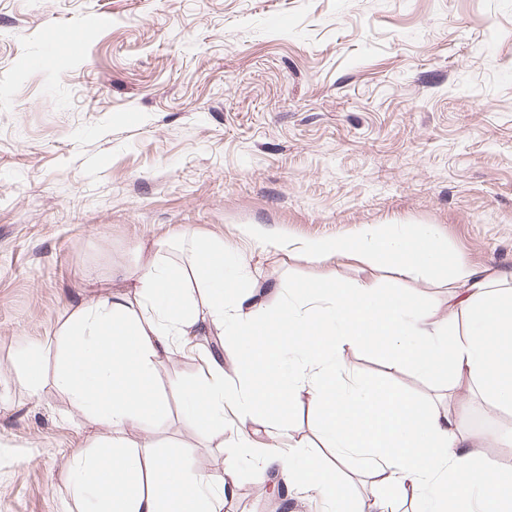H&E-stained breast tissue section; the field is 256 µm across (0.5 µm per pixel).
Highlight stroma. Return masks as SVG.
I'll list each match as a JSON object with an SVG mask.
<instances>
[{
	"mask_svg": "<svg viewBox=\"0 0 512 512\" xmlns=\"http://www.w3.org/2000/svg\"><path fill=\"white\" fill-rule=\"evenodd\" d=\"M391 224L431 225L450 260L512 270V0H0V512H73L67 461L106 434L53 385L30 395L21 350L156 244L180 229L222 240L272 307L279 286L327 276L447 309L444 273L301 250ZM343 363L437 411L466 407L472 453L512 469V411L389 368L373 344ZM315 420L301 392L273 444L335 468V502L273 468L257 477L233 412L208 441L171 412L155 442L191 471L235 473L223 512H258L257 491L281 512H417L373 469L335 463Z\"/></svg>",
	"mask_w": 512,
	"mask_h": 512,
	"instance_id": "obj_1",
	"label": "stroma"
}]
</instances>
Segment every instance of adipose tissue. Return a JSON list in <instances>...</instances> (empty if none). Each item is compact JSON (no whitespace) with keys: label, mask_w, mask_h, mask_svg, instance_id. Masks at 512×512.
Returning a JSON list of instances; mask_svg holds the SVG:
<instances>
[{"label":"adipose tissue","mask_w":512,"mask_h":512,"mask_svg":"<svg viewBox=\"0 0 512 512\" xmlns=\"http://www.w3.org/2000/svg\"><path fill=\"white\" fill-rule=\"evenodd\" d=\"M189 266L149 257L125 273L120 289L78 304L60 324L52 348L22 352L20 381L30 394L44 384V361L54 354L53 382L71 405L106 428L136 429L137 440L106 436L97 451L78 449L69 461L80 512H222L233 496V473H191L177 455L162 453L155 428L170 413L155 385L159 364L177 351H197L203 336H228L243 356L237 370L247 390L224 386V357L202 354L201 377L177 385L180 416L197 435L223 427L225 407L242 426L272 434L282 411L308 391L316 429L332 448L375 462L384 480L415 495L420 512H503L512 502V470L492 471L468 451L476 435L462 420L424 407L377 383L345 382V349L382 339L393 366L423 376L447 372L466 379L494 405L512 410V273L493 278L448 259L428 224L386 232L310 241L314 261L350 255L384 258L399 275L447 271V314L418 295L376 283L352 286L320 279L289 287L276 310L243 287L247 265L223 242L185 231ZM292 483L307 482L323 498L341 499L332 472L308 455H270Z\"/></svg>","instance_id":"obj_1"}]
</instances>
